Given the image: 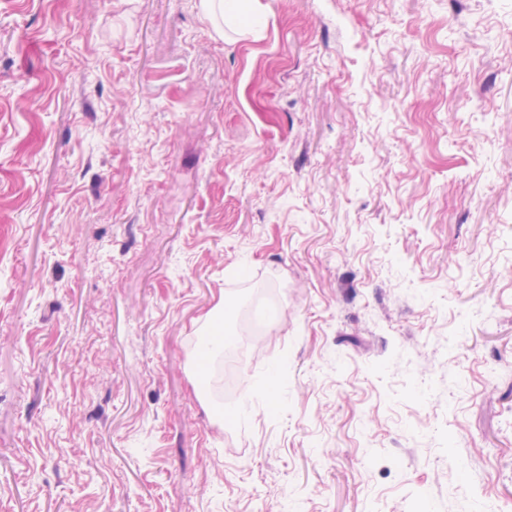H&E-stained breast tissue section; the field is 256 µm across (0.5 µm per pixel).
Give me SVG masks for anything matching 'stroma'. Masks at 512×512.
I'll list each match as a JSON object with an SVG mask.
<instances>
[{
	"label": "stroma",
	"instance_id": "35a3bbf8",
	"mask_svg": "<svg viewBox=\"0 0 512 512\" xmlns=\"http://www.w3.org/2000/svg\"><path fill=\"white\" fill-rule=\"evenodd\" d=\"M260 2L0 0V512H512V0ZM203 11L208 15L224 16L229 27L240 24L242 16L250 18L249 25L259 24L264 18L259 0H203Z\"/></svg>",
	"mask_w": 512,
	"mask_h": 512
}]
</instances>
